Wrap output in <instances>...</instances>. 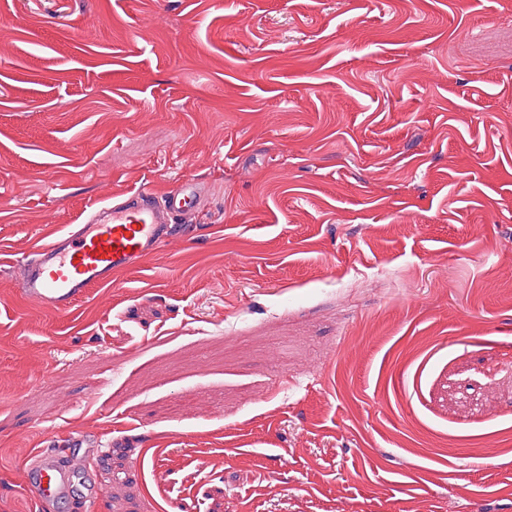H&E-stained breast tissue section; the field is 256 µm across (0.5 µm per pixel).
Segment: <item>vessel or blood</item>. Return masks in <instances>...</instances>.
I'll return each instance as SVG.
<instances>
[{"instance_id": "vessel-or-blood-1", "label": "vessel or blood", "mask_w": 512, "mask_h": 512, "mask_svg": "<svg viewBox=\"0 0 512 512\" xmlns=\"http://www.w3.org/2000/svg\"><path fill=\"white\" fill-rule=\"evenodd\" d=\"M201 201L191 180L158 193L140 189L88 211L82 222L39 244L14 267L24 299L64 312L111 284L115 275L135 269L159 247L186 235L187 218ZM76 438L53 436L50 447L37 451L24 470L23 488L39 505L68 498L84 466L71 455Z\"/></svg>"}]
</instances>
